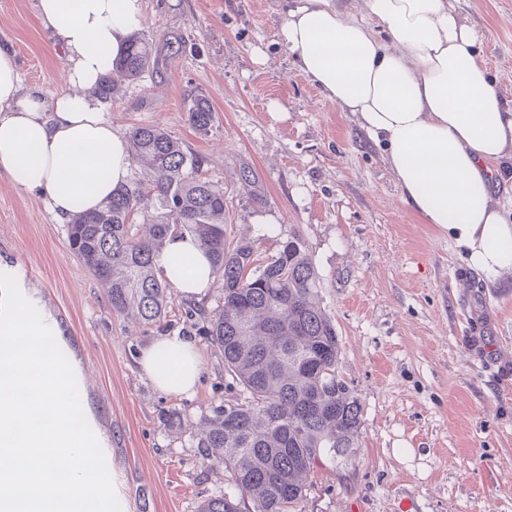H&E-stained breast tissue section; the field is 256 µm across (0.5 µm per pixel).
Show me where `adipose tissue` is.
Returning <instances> with one entry per match:
<instances>
[{
  "instance_id": "1",
  "label": "adipose tissue",
  "mask_w": 512,
  "mask_h": 512,
  "mask_svg": "<svg viewBox=\"0 0 512 512\" xmlns=\"http://www.w3.org/2000/svg\"><path fill=\"white\" fill-rule=\"evenodd\" d=\"M42 26L68 57L65 86L28 92L14 54L0 48V171L43 197L56 223L90 212L126 184L131 160L101 100L88 95L144 18V0H38ZM276 38L298 70L352 113L386 153L401 199L461 249L469 267L512 273V219L490 202L491 165L512 157V108L479 55L481 38L450 0H281ZM191 273L165 265L182 295L215 280L208 257L186 241ZM160 392L193 395L202 358L193 340L159 336L139 356Z\"/></svg>"
}]
</instances>
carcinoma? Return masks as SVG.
<instances>
[{"instance_id": "obj_1", "label": "carcinoma", "mask_w": 512, "mask_h": 512, "mask_svg": "<svg viewBox=\"0 0 512 512\" xmlns=\"http://www.w3.org/2000/svg\"><path fill=\"white\" fill-rule=\"evenodd\" d=\"M157 64L154 41L136 33L113 70L139 81ZM187 120L206 134L216 115L196 96ZM129 153L150 160L152 183H129L97 210L74 215L70 250L99 281L112 313L145 325L161 324L172 303L160 265L169 245L188 237L207 253L221 294L214 308L190 305L185 317L201 322L236 401L209 406L196 447L201 465L224 467L241 498L209 497L198 512H303L318 470L351 464L362 425L312 258L292 237L258 266L249 242H227L224 188L166 131L134 128Z\"/></svg>"}]
</instances>
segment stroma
Listing matches in <instances>:
<instances>
[{
    "label": "stroma",
    "instance_id": "1",
    "mask_svg": "<svg viewBox=\"0 0 512 512\" xmlns=\"http://www.w3.org/2000/svg\"><path fill=\"white\" fill-rule=\"evenodd\" d=\"M450 2L481 32L490 79L512 104V0ZM144 4L140 31L158 42V66L139 83L118 81L105 103L113 129L154 125L203 157L205 177L224 188L227 240H249L255 258L301 241L363 406L352 465L317 472L306 512H398L403 500L411 512H512V275L489 281L403 203L381 148L276 43L278 0ZM0 46L14 51L25 89L63 87L67 58L36 0H0ZM191 94L217 116L209 134L187 120ZM0 261L16 275L32 270L25 286L62 329L126 512H197L231 491L229 473L197 457L194 431L224 366L186 320L185 296L156 326L113 315L66 225L1 172ZM172 334L203 356L190 397L156 391L137 365L147 342ZM171 410L182 420L173 431Z\"/></svg>",
    "mask_w": 512,
    "mask_h": 512
}]
</instances>
